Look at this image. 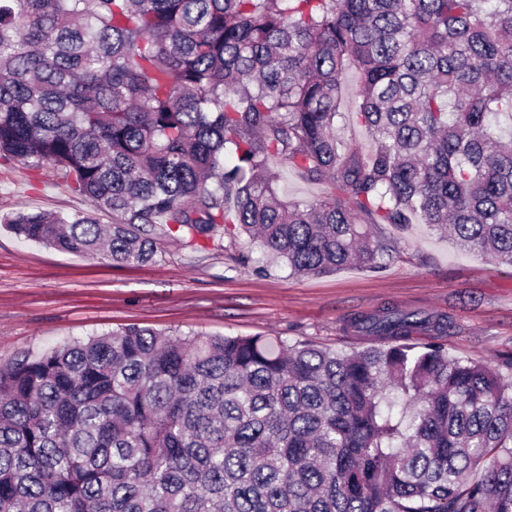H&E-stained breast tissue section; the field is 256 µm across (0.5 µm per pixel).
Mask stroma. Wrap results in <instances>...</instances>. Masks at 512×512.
Wrapping results in <instances>:
<instances>
[{
    "mask_svg": "<svg viewBox=\"0 0 512 512\" xmlns=\"http://www.w3.org/2000/svg\"><path fill=\"white\" fill-rule=\"evenodd\" d=\"M20 208L74 218L89 204L50 169L17 164L0 176V214ZM379 233L395 250L380 269L300 275L230 229L194 249L161 238L153 261L117 268L0 224V362L133 325L360 350L369 340L347 329V317L390 305L446 312L452 326L441 341L450 357L493 363L512 353L511 267L423 224H384Z\"/></svg>",
    "mask_w": 512,
    "mask_h": 512,
    "instance_id": "35a3bbf8",
    "label": "stroma"
}]
</instances>
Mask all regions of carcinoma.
Segmentation results:
<instances>
[{"mask_svg":"<svg viewBox=\"0 0 512 512\" xmlns=\"http://www.w3.org/2000/svg\"><path fill=\"white\" fill-rule=\"evenodd\" d=\"M1 161L91 206L14 234L114 266L238 224L299 274L376 269L417 219L512 267V0H0ZM349 325L376 343L130 326L13 359L0 512H512V356H448L439 314ZM275 165L282 177L279 182V192L282 197L288 200H303L312 199L321 194V184L303 179L299 173L291 168Z\"/></svg>","mask_w":512,"mask_h":512,"instance_id":"carcinoma-1","label":"carcinoma"}]
</instances>
